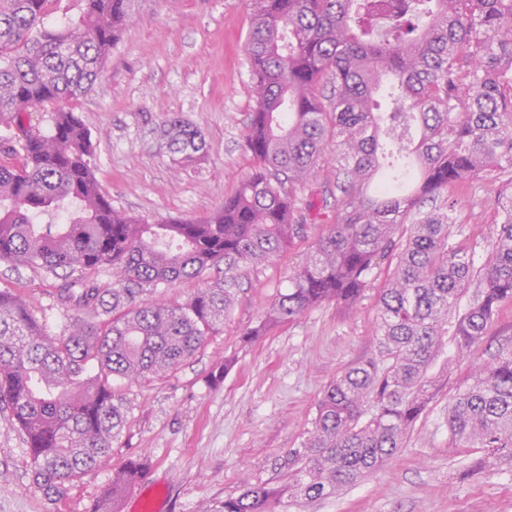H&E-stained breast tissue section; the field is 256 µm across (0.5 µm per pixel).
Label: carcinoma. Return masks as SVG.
<instances>
[{
	"mask_svg": "<svg viewBox=\"0 0 512 512\" xmlns=\"http://www.w3.org/2000/svg\"><path fill=\"white\" fill-rule=\"evenodd\" d=\"M51 2L0 0V262L58 278L49 296L65 319L50 336L28 301L0 289V413L27 447L32 484L61 498L110 456L126 424L112 380L167 375L195 356L224 324L241 271L306 236L296 199L307 193L334 199L336 223L242 342L325 302L356 305L385 264L378 357L326 388L288 482L247 485L201 512L336 495L402 448L454 355L512 301V188L498 195L496 240L478 268L449 243L448 200L512 169V0H250L242 51L255 106L243 148L256 165L210 215L157 224L101 192L74 109L51 111L45 132L30 122L102 77L133 0H82L78 20L47 26ZM387 74L394 110L380 112ZM161 136L183 169L206 150L181 115ZM61 211L65 222L41 223ZM189 280L201 287L185 303L163 298ZM448 432L512 453V353L454 395ZM146 476L145 459L127 458L91 512H120Z\"/></svg>",
	"mask_w": 512,
	"mask_h": 512,
	"instance_id": "obj_1",
	"label": "carcinoma"
}]
</instances>
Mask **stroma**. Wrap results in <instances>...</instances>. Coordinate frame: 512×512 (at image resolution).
<instances>
[{
    "label": "stroma",
    "mask_w": 512,
    "mask_h": 512,
    "mask_svg": "<svg viewBox=\"0 0 512 512\" xmlns=\"http://www.w3.org/2000/svg\"><path fill=\"white\" fill-rule=\"evenodd\" d=\"M249 0H136L132 16L98 80L73 108L94 143L101 191L114 207L148 219L209 215L253 165L241 148L254 101L242 43ZM202 131L206 152L192 170L174 164L159 136L173 114ZM512 178L494 170L450 190L458 221L451 240L482 264L499 215L495 199ZM318 237L295 241L271 263L246 271L219 331L170 376L115 382L126 425L107 464L74 481L60 499L29 477L18 431L0 416V512H90L114 468L139 456L152 465L144 495L159 512H198L238 496L244 484L288 476L325 387L349 366L375 356L377 288L356 306L325 303L245 345L256 324ZM54 276L0 263V289L27 297L48 334L64 326L48 293ZM512 352V303L455 361L448 384L408 433L399 453L338 494L286 501L280 512H512V458L452 442L448 403L487 362ZM219 384L209 376L226 357Z\"/></svg>",
    "instance_id": "35a3bbf8"
}]
</instances>
